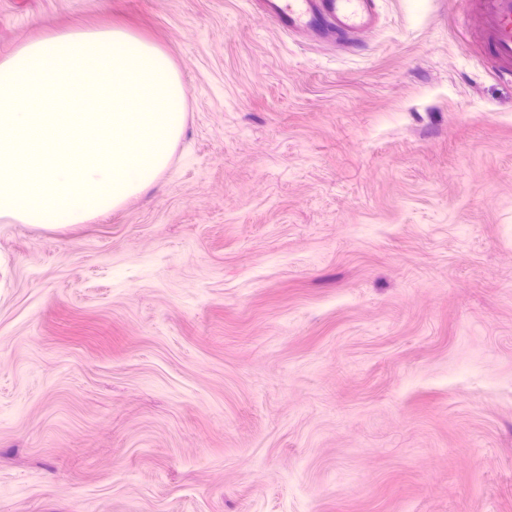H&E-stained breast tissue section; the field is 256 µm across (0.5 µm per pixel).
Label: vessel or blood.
Returning a JSON list of instances; mask_svg holds the SVG:
<instances>
[{
	"label": "vessel or blood",
	"mask_w": 512,
	"mask_h": 512,
	"mask_svg": "<svg viewBox=\"0 0 512 512\" xmlns=\"http://www.w3.org/2000/svg\"><path fill=\"white\" fill-rule=\"evenodd\" d=\"M283 30L333 36L354 47L379 22L377 0H257ZM480 24L490 55L502 77L512 81V0H483Z\"/></svg>",
	"instance_id": "b4317fda"
}]
</instances>
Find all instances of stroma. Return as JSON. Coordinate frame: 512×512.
<instances>
[{"label":"stroma","instance_id":"stroma-1","mask_svg":"<svg viewBox=\"0 0 512 512\" xmlns=\"http://www.w3.org/2000/svg\"><path fill=\"white\" fill-rule=\"evenodd\" d=\"M478 0L353 49L252 0H0L164 51L187 118L108 216L0 218V512H512V81Z\"/></svg>","mask_w":512,"mask_h":512}]
</instances>
